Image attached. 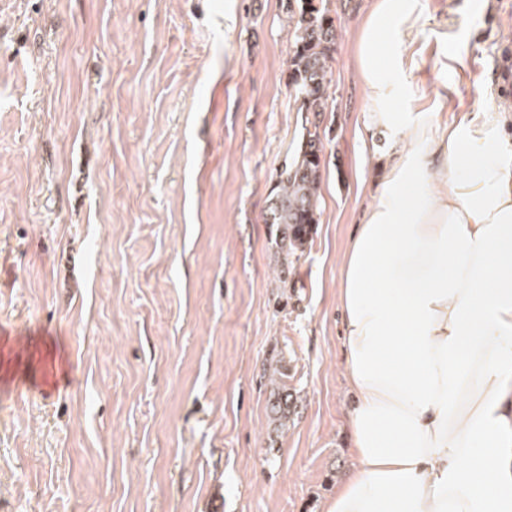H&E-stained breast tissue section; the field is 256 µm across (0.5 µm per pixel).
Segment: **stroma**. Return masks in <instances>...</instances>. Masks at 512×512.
<instances>
[{
	"instance_id": "stroma-1",
	"label": "stroma",
	"mask_w": 512,
	"mask_h": 512,
	"mask_svg": "<svg viewBox=\"0 0 512 512\" xmlns=\"http://www.w3.org/2000/svg\"><path fill=\"white\" fill-rule=\"evenodd\" d=\"M286 4L0 0V512H326L356 467L337 258L391 146L359 138L370 0H332L321 219L284 268ZM417 15L399 108L512 113V0Z\"/></svg>"
}]
</instances>
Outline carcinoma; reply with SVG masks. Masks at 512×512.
I'll return each mask as SVG.
<instances>
[{"label":"carcinoma","mask_w":512,"mask_h":512,"mask_svg":"<svg viewBox=\"0 0 512 512\" xmlns=\"http://www.w3.org/2000/svg\"><path fill=\"white\" fill-rule=\"evenodd\" d=\"M330 0H288L292 37L289 81L298 111L307 115L302 135L291 159L277 171V192L269 201L265 223L279 231V249L296 257L312 239L320 221L319 200L325 145L319 117L328 111L331 63L336 50V17Z\"/></svg>","instance_id":"1"}]
</instances>
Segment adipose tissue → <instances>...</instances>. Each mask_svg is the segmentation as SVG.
I'll return each mask as SVG.
<instances>
[{"label":"adipose tissue","instance_id":"adipose-tissue-1","mask_svg":"<svg viewBox=\"0 0 512 512\" xmlns=\"http://www.w3.org/2000/svg\"><path fill=\"white\" fill-rule=\"evenodd\" d=\"M416 2L373 0L357 37L363 140L402 145L340 258L357 466L327 512H512V139L394 109Z\"/></svg>","mask_w":512,"mask_h":512}]
</instances>
